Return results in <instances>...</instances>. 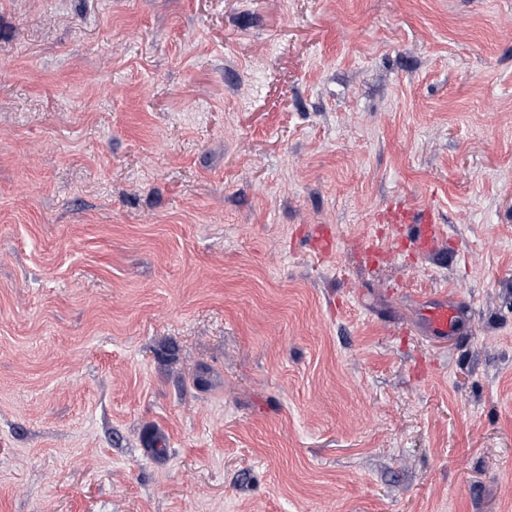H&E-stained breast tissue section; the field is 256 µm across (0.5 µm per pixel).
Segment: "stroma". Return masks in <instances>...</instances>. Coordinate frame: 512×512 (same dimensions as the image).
<instances>
[{"mask_svg":"<svg viewBox=\"0 0 512 512\" xmlns=\"http://www.w3.org/2000/svg\"><path fill=\"white\" fill-rule=\"evenodd\" d=\"M0 512H512V0H0ZM383 217L386 224L408 227L412 244L422 254L433 250L441 234L440 212L433 207L415 208L396 201L387 206ZM431 328L437 336L448 338L455 334L461 314L459 309L453 305H442L427 313Z\"/></svg>","mask_w":512,"mask_h":512,"instance_id":"obj_1","label":"stroma"}]
</instances>
